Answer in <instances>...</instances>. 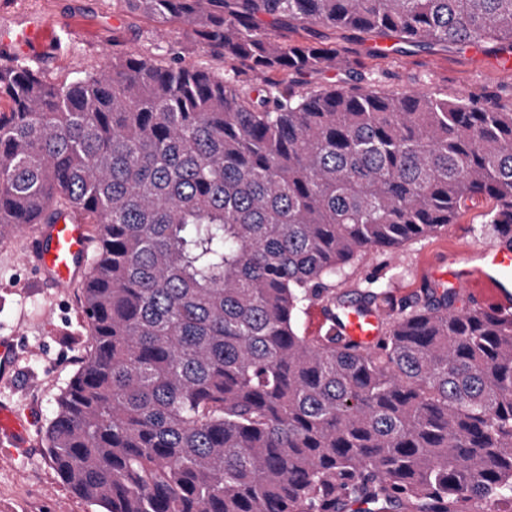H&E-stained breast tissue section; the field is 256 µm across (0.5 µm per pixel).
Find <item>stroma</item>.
<instances>
[{
	"label": "stroma",
	"mask_w": 512,
	"mask_h": 512,
	"mask_svg": "<svg viewBox=\"0 0 512 512\" xmlns=\"http://www.w3.org/2000/svg\"><path fill=\"white\" fill-rule=\"evenodd\" d=\"M35 36L20 41L26 29ZM280 38L340 49L357 71L379 77V91L400 95L412 90L449 98L483 99L497 94L512 104V58L489 49L403 45L386 56L372 51L375 37L311 25L279 30ZM0 43L14 55L36 60L53 78L77 69L95 71L112 55L178 56L184 63L204 60L194 39L177 27L159 32L151 20L123 13L116 0H0ZM488 201L460 213L440 232L406 242L396 258L370 251L350 264L336 281L337 292H350L376 280L399 300L423 287L448 286L446 274L488 245ZM33 259L27 237L0 246V338L15 348V367L0 376V406L30 418L24 447L0 443V512H101L75 495L51 465L44 432L56 400L76 372L89 346V328L81 308V288L60 291L29 284Z\"/></svg>",
	"instance_id": "1"
}]
</instances>
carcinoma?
I'll return each mask as SVG.
<instances>
[{"label": "carcinoma", "instance_id": "cac0c4a2", "mask_svg": "<svg viewBox=\"0 0 512 512\" xmlns=\"http://www.w3.org/2000/svg\"><path fill=\"white\" fill-rule=\"evenodd\" d=\"M117 2L210 61L53 80L0 47V240L61 218L97 239L90 355L45 433L61 480L104 512H512V314L333 285L479 198L512 243V105L382 94L273 34L512 53V0ZM338 66L319 90L271 78ZM316 302L331 327L305 336ZM347 307L391 318L374 345ZM341 322V330L355 343L372 345L379 336L378 320L374 315L360 314L357 311H348Z\"/></svg>", "mask_w": 512, "mask_h": 512}]
</instances>
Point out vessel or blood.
I'll return each instance as SVG.
<instances>
[{
	"instance_id": "b4317fda",
	"label": "vessel or blood",
	"mask_w": 512,
	"mask_h": 512,
	"mask_svg": "<svg viewBox=\"0 0 512 512\" xmlns=\"http://www.w3.org/2000/svg\"><path fill=\"white\" fill-rule=\"evenodd\" d=\"M31 247L38 255L37 280L64 288L83 273L94 242L89 225L73 220L40 225ZM477 258V264L466 263L451 269L452 280L466 290L477 280L490 284L491 293L483 299V306L512 313V246L501 242L481 247ZM341 329L361 345L374 344L379 335L377 318L354 310L345 314ZM25 430L26 425L18 415L10 408L0 406V437L20 447L24 444Z\"/></svg>"
}]
</instances>
